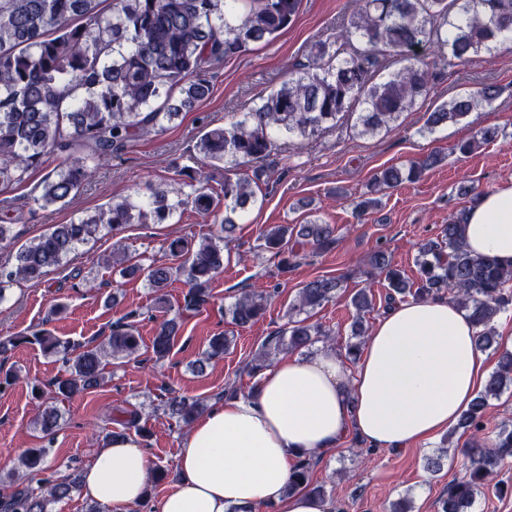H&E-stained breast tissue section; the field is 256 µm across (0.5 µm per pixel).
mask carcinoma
<instances>
[{
    "label": "carcinoma",
    "instance_id": "1",
    "mask_svg": "<svg viewBox=\"0 0 512 512\" xmlns=\"http://www.w3.org/2000/svg\"><path fill=\"white\" fill-rule=\"evenodd\" d=\"M0 0V190L19 183L26 174L55 157L57 165L40 183L32 202L45 209L74 196L100 163L122 153L139 137L163 131L182 113L202 105L212 91V78L224 61L247 51L251 44L269 43L296 20L302 0ZM512 40V0H355L354 9L326 39L308 43L302 59L289 68L278 87L240 113L229 125L206 127L195 152L213 165H224V184L216 195L201 184H190L185 196H170L160 186L112 199L96 214L49 231L17 250L10 269L0 268V301L6 287L37 282L51 268L65 266L71 255L103 232L118 234L129 224L164 222L190 206L210 215L224 211L219 233L199 243L174 239L168 244L176 263H131L122 242L115 243L112 266L123 274L142 277L158 304L166 303L165 289L177 280L188 289L181 312L161 321L154 332L155 360L167 358L184 322V313L204 307L214 279L224 269V242L234 236L236 218L257 202L251 178L240 173L246 165L265 161L281 138L314 136L355 117L361 135L393 126L402 113L425 97L448 66H461ZM398 57L401 66L389 73L385 61ZM498 89L485 85L475 93L457 96L428 114L425 128L432 133L457 123L480 108L492 105ZM501 130L484 126L471 141L448 152L434 150L421 161L391 165L374 173L371 192L416 182L447 158L470 154L498 140ZM466 211L443 225L441 236L420 244L416 263L419 280L408 281L382 247L367 257V266L384 275L388 302L411 295L428 299L448 290L477 329V342H495V317L512 306V263L472 253L465 242ZM262 248L280 258L281 267L297 253L295 240L316 251L336 244V229L319 220L305 224H274L261 233ZM341 281L316 277L306 282L288 307L287 325L261 344L249 364L257 375L277 354L301 350L317 342H332L322 324L309 322L310 313L336 299ZM270 298L264 290L246 289L229 309L231 323L244 328L256 322ZM356 311L352 337L341 355L355 361L361 353L367 326L364 314L373 309L372 295L359 290L351 299ZM140 312H127L103 342L75 344L47 330L0 340V353L22 344L37 345L67 364L54 393L70 397L103 381L104 361L129 359L140 348L136 322ZM232 345L225 333L212 336L204 357H221ZM512 382V352L502 355L498 370L460 416L458 427L480 430L489 406ZM171 417L185 426L203 412L202 402L173 396L166 402ZM59 412L49 404L36 424L50 436L58 427ZM121 430L111 438L134 431L145 436L140 414L126 411L113 418ZM48 448H29L22 467L37 478L38 487L20 482L15 473L0 476V512H49L51 503L80 489L79 475L51 479ZM464 475L439 499L440 512H470L476 497L489 486L505 460L512 458V426L503 425L495 441L467 451ZM313 456L293 468L288 492L305 491L322 501L325 491L311 482Z\"/></svg>",
    "mask_w": 512,
    "mask_h": 512
}]
</instances>
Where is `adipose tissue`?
I'll list each match as a JSON object with an SVG mask.
<instances>
[{
  "label": "adipose tissue",
  "instance_id": "ef3b65f1",
  "mask_svg": "<svg viewBox=\"0 0 512 512\" xmlns=\"http://www.w3.org/2000/svg\"><path fill=\"white\" fill-rule=\"evenodd\" d=\"M465 237L473 253L512 261V181L470 206ZM483 369L476 329L454 301L399 303L376 321L356 365L330 348L281 357L252 392L199 418L158 512H330L288 493L299 457L327 455L352 432L375 448L429 441L457 422ZM151 469L137 443L115 439L95 452L82 493L125 512L146 500Z\"/></svg>",
  "mask_w": 512,
  "mask_h": 512
}]
</instances>
